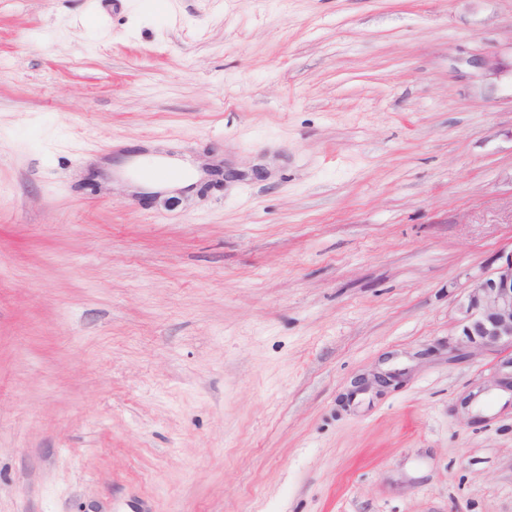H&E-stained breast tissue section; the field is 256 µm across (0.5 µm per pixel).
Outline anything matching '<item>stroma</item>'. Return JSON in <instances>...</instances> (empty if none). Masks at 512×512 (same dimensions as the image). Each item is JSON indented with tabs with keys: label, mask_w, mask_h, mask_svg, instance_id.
<instances>
[{
	"label": "stroma",
	"mask_w": 512,
	"mask_h": 512,
	"mask_svg": "<svg viewBox=\"0 0 512 512\" xmlns=\"http://www.w3.org/2000/svg\"><path fill=\"white\" fill-rule=\"evenodd\" d=\"M156 2L0 0V512H512V0ZM498 261L490 273L471 283L459 303L461 338L450 358L484 348L508 349L510 357L501 360L490 378L468 395L465 408L493 388L510 393L512 402V249L500 254Z\"/></svg>",
	"instance_id": "obj_1"
}]
</instances>
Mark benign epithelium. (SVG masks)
Wrapping results in <instances>:
<instances>
[{
  "instance_id": "obj_1",
  "label": "benign epithelium",
  "mask_w": 512,
  "mask_h": 512,
  "mask_svg": "<svg viewBox=\"0 0 512 512\" xmlns=\"http://www.w3.org/2000/svg\"><path fill=\"white\" fill-rule=\"evenodd\" d=\"M458 311L461 338L451 349L454 356L484 348L512 352V251L500 254L498 265L471 283ZM493 388L512 394V356L496 365L490 378L468 395L464 405L470 406Z\"/></svg>"
}]
</instances>
